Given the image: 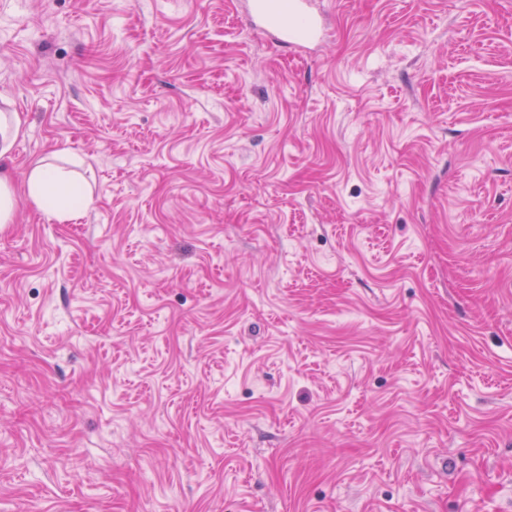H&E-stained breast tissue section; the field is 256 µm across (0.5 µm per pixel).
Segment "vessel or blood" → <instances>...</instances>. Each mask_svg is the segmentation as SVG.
Instances as JSON below:
<instances>
[{
    "label": "vessel or blood",
    "mask_w": 512,
    "mask_h": 512,
    "mask_svg": "<svg viewBox=\"0 0 512 512\" xmlns=\"http://www.w3.org/2000/svg\"><path fill=\"white\" fill-rule=\"evenodd\" d=\"M311 5L312 0H254V11L258 19L271 25L276 42L288 45L302 34L310 39L320 36V23Z\"/></svg>",
    "instance_id": "b4317fda"
}]
</instances>
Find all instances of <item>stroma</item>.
<instances>
[{
	"label": "stroma",
	"instance_id": "stroma-1",
	"mask_svg": "<svg viewBox=\"0 0 512 512\" xmlns=\"http://www.w3.org/2000/svg\"><path fill=\"white\" fill-rule=\"evenodd\" d=\"M0 0V512H512V0ZM254 11L258 19L272 26V33L280 45L296 44L300 37L292 19L299 20L305 37L314 39L321 35L320 23L311 11L312 0H255ZM20 129V118L16 112L0 113V158L8 155ZM24 186L26 197L38 209L60 221L79 216L91 204L77 175L47 158L30 166ZM17 199L11 177L0 172V224H10L16 210Z\"/></svg>",
	"mask_w": 512,
	"mask_h": 512
}]
</instances>
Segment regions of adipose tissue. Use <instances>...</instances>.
I'll return each mask as SVG.
<instances>
[{
	"instance_id": "adipose-tissue-1",
	"label": "adipose tissue",
	"mask_w": 512,
	"mask_h": 512,
	"mask_svg": "<svg viewBox=\"0 0 512 512\" xmlns=\"http://www.w3.org/2000/svg\"><path fill=\"white\" fill-rule=\"evenodd\" d=\"M24 186L38 209L62 221L79 216L91 204L76 174L45 158L30 166Z\"/></svg>"
}]
</instances>
